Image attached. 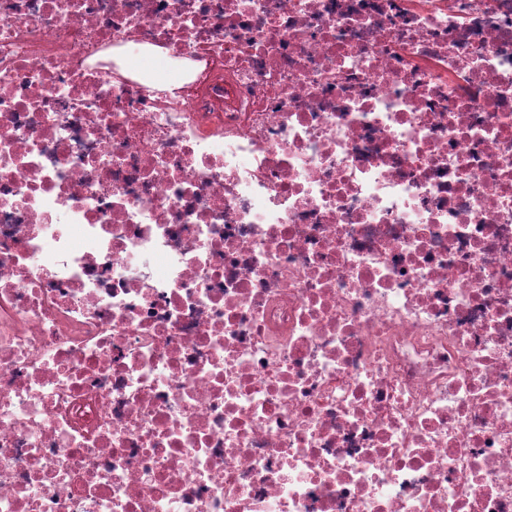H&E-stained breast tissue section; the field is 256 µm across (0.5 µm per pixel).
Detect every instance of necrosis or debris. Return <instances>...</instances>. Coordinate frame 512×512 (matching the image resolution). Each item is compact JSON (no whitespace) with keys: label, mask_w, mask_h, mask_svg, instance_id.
I'll use <instances>...</instances> for the list:
<instances>
[{"label":"necrosis or debris","mask_w":512,"mask_h":512,"mask_svg":"<svg viewBox=\"0 0 512 512\" xmlns=\"http://www.w3.org/2000/svg\"><path fill=\"white\" fill-rule=\"evenodd\" d=\"M0 512H512V0H0Z\"/></svg>","instance_id":"necrosis-or-debris-1"}]
</instances>
